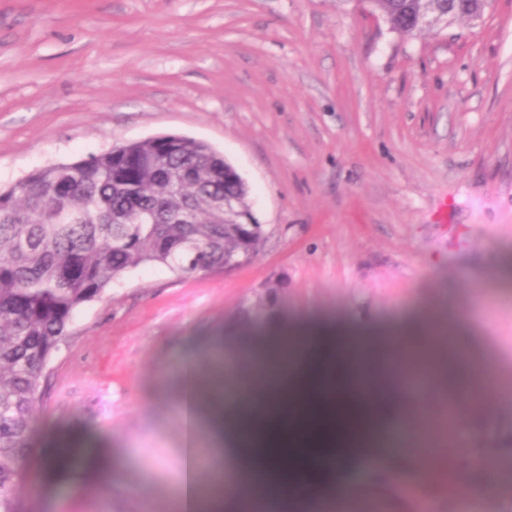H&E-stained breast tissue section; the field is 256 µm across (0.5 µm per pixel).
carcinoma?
I'll use <instances>...</instances> for the list:
<instances>
[{
  "mask_svg": "<svg viewBox=\"0 0 512 512\" xmlns=\"http://www.w3.org/2000/svg\"><path fill=\"white\" fill-rule=\"evenodd\" d=\"M367 3L406 37L429 31L419 16L448 13V0ZM198 165L202 184H187L180 197L166 194L173 171ZM224 196L249 207L224 171V157L186 136L162 155L146 139L116 143L86 159L36 169L0 190V512H17L14 492L45 367L69 337L75 314L129 270L158 264L190 275L222 268L226 248H250L217 223L211 201ZM191 204L198 223H167ZM143 213L155 223H133ZM468 391L465 382L457 394L439 396L442 412L457 409ZM458 453L480 462L487 455L483 438Z\"/></svg>",
  "mask_w": 512,
  "mask_h": 512,
  "instance_id": "cac0c4a2",
  "label": "carcinoma"
}]
</instances>
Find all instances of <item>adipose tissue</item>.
Here are the masks:
<instances>
[{"label":"adipose tissue","instance_id":"1","mask_svg":"<svg viewBox=\"0 0 512 512\" xmlns=\"http://www.w3.org/2000/svg\"><path fill=\"white\" fill-rule=\"evenodd\" d=\"M463 317L452 304L419 311L407 326L363 330L338 325L284 327L261 345L243 346L247 386L234 398L224 396L223 380L207 389L195 383V354L179 362V421L187 436L180 455V477L172 512H350L353 502L372 494L362 479L369 461L393 471L420 475L423 466L445 461L430 480L478 499L491 489L485 468L461 472L446 439L423 430L425 452L413 453L398 429L413 406L404 395L412 374L435 377L441 390L460 386L464 372L454 351L442 347L441 333L464 343ZM322 405L320 422L309 418ZM343 421L350 432L338 435L317 469L299 468L292 449L313 448L323 426ZM209 432L222 465L215 485L200 483L199 437ZM49 474L59 483L82 481L97 488L111 481L119 462L89 447L81 429L53 438L44 450ZM230 494H223V487Z\"/></svg>","mask_w":512,"mask_h":512}]
</instances>
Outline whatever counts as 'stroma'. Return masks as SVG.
Here are the masks:
<instances>
[{
  "mask_svg": "<svg viewBox=\"0 0 512 512\" xmlns=\"http://www.w3.org/2000/svg\"><path fill=\"white\" fill-rule=\"evenodd\" d=\"M178 133L223 153L264 237L235 270L123 274L75 315L35 404L19 512H171L180 355L201 380L234 337L302 320L383 329L452 301L496 361L484 398L512 457V0L416 38L360 0H0V187L122 141ZM277 286L275 318L240 308ZM122 466L102 491H32L50 434Z\"/></svg>",
  "mask_w": 512,
  "mask_h": 512,
  "instance_id": "35a3bbf8",
  "label": "stroma"
}]
</instances>
